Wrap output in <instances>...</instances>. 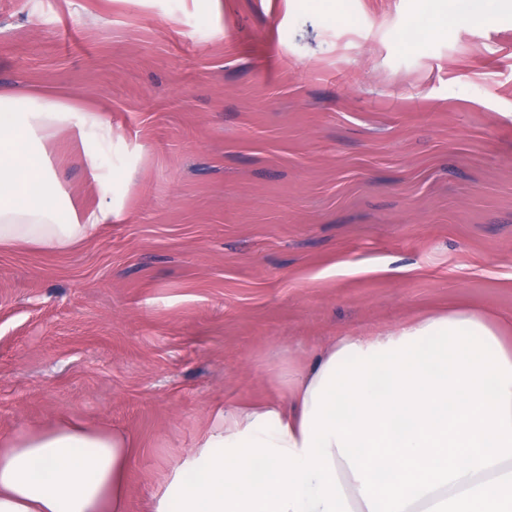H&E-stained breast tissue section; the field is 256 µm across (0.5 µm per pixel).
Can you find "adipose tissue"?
Segmentation results:
<instances>
[{"label":"adipose tissue","mask_w":512,"mask_h":512,"mask_svg":"<svg viewBox=\"0 0 512 512\" xmlns=\"http://www.w3.org/2000/svg\"><path fill=\"white\" fill-rule=\"evenodd\" d=\"M70 135L99 203L60 204ZM124 140L101 113L0 92V248L61 253L123 221ZM457 309L344 334L281 395L217 410L153 512H512V336ZM131 436L61 421L0 434V512H125Z\"/></svg>","instance_id":"adipose-tissue-1"}]
</instances>
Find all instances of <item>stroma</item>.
Masks as SVG:
<instances>
[{
    "mask_svg": "<svg viewBox=\"0 0 512 512\" xmlns=\"http://www.w3.org/2000/svg\"><path fill=\"white\" fill-rule=\"evenodd\" d=\"M427 0H0V90L102 110L126 217L0 249V432L136 442L152 512L214 408L420 315L512 316V0L418 43ZM63 194L96 187L59 139Z\"/></svg>",
    "mask_w": 512,
    "mask_h": 512,
    "instance_id": "35a3bbf8",
    "label": "stroma"
}]
</instances>
